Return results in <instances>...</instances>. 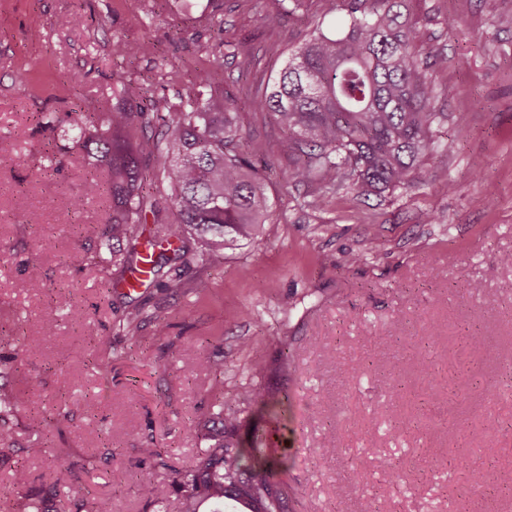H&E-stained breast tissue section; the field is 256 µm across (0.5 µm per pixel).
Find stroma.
<instances>
[{
    "instance_id": "stroma-1",
    "label": "stroma",
    "mask_w": 512,
    "mask_h": 512,
    "mask_svg": "<svg viewBox=\"0 0 512 512\" xmlns=\"http://www.w3.org/2000/svg\"><path fill=\"white\" fill-rule=\"evenodd\" d=\"M281 7L0 0V383L29 379L36 390L35 405L6 420L16 450L0 460V502L16 512H30L48 480L50 456L30 453L38 445L82 461L76 487L111 495L113 512H157L134 477L141 448L163 449L161 479L195 465L213 408L246 386L287 400L285 419L243 402L224 438L247 448L264 432L290 512H512V264L502 261L512 255V0L492 12L482 0H410L438 114L433 144L411 187L381 198L331 190L321 207L318 184L283 181L288 135L248 98L313 32L341 30L346 10L343 0H303L281 28L266 29L263 17ZM76 12L87 27L68 24ZM178 30L196 45L179 48ZM118 40L154 51L126 60L113 51ZM228 40L255 54L250 68L228 55ZM437 55L446 66H432ZM27 67L33 79L23 85L17 73ZM129 79L173 100L202 82L237 96L243 129L266 146L256 161L271 204L265 248L241 244L185 266L183 293L155 282L139 295L115 291L125 266L101 236L109 204L69 209L86 158L42 124L49 112L110 109ZM446 181L454 191H443ZM33 210L40 223H27ZM353 253L364 261L347 265ZM67 286L73 314L43 332ZM136 305L147 317L133 342L118 323ZM471 333L486 345L471 348ZM19 344L31 354L17 368ZM386 346L399 361L374 370ZM424 354L436 357L428 373ZM461 460L486 473L479 492L462 491ZM20 462L32 481L16 489L9 472Z\"/></svg>"
}]
</instances>
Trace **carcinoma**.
<instances>
[{
    "label": "carcinoma",
    "mask_w": 512,
    "mask_h": 512,
    "mask_svg": "<svg viewBox=\"0 0 512 512\" xmlns=\"http://www.w3.org/2000/svg\"><path fill=\"white\" fill-rule=\"evenodd\" d=\"M403 0H347L349 25L337 32L311 36L273 78L256 104L288 132L291 165L282 172L289 182H316L321 187L353 186L363 196H381L415 180L417 164L432 144L429 110L432 90L426 67L415 49L416 28L397 22L393 8ZM116 51L136 58L148 43L119 41ZM121 103L108 112H91L71 126L43 116L52 131L73 135L87 157L84 199L105 198L111 212L101 234L119 244L133 238L135 225L152 215L148 244L170 246L174 261L208 264L224 250L245 241L265 246L261 226L270 204L265 177L240 151L242 127L238 100L216 97L203 85L173 102L141 82L127 81ZM172 189L153 194L158 180ZM174 219L167 222L166 212ZM144 310L136 307L119 324L134 339ZM30 387L0 388V419L25 405ZM241 398L276 419L284 403L257 388ZM221 433L203 450L193 469L178 471L170 481L145 469L137 474L143 498L164 506L171 494L182 512H197L228 497L253 503L251 512H285L284 492L273 481L279 460L253 447L249 463L224 446V431L238 422L235 399L220 401ZM76 461H54L52 490H69ZM85 512H112V497L79 489Z\"/></svg>",
    "instance_id": "cac0c4a2"
}]
</instances>
